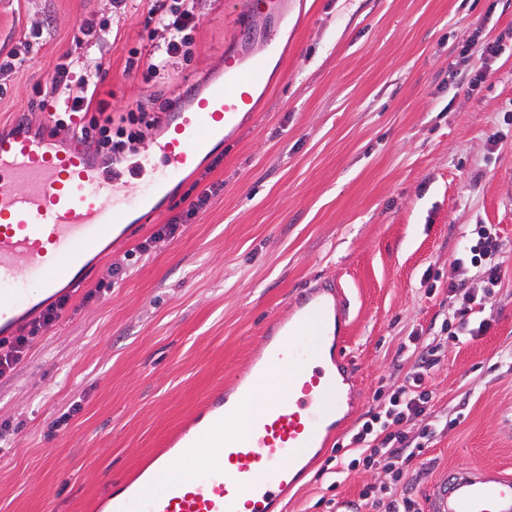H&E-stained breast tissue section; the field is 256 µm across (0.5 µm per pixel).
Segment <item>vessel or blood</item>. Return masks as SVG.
I'll return each mask as SVG.
<instances>
[{"label":"vessel or blood","mask_w":512,"mask_h":512,"mask_svg":"<svg viewBox=\"0 0 512 512\" xmlns=\"http://www.w3.org/2000/svg\"><path fill=\"white\" fill-rule=\"evenodd\" d=\"M267 56L244 60L236 47L224 53V78L191 107L173 105L164 134L139 171L153 170L151 187L136 201L120 199L104 162L52 139L19 133L0 137V333L60 284L81 278L90 255L125 231L135 210L158 211L175 178L223 141L225 130L254 101ZM34 268L37 289L23 273ZM347 304L339 289L321 288L275 322L265 352L233 396L209 398L201 432L176 434L181 469L152 477L148 487L128 481L102 497L99 512H273L333 431L352 393L347 351ZM290 369L288 392L273 397L264 413L249 412L256 388L273 372ZM212 460L194 470L199 449ZM429 512H512V475L478 469L437 483Z\"/></svg>","instance_id":"obj_1"}]
</instances>
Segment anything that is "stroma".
I'll return each mask as SVG.
<instances>
[{
  "label": "stroma",
  "instance_id": "35a3bbf8",
  "mask_svg": "<svg viewBox=\"0 0 512 512\" xmlns=\"http://www.w3.org/2000/svg\"><path fill=\"white\" fill-rule=\"evenodd\" d=\"M150 0H0V135L44 130L54 98L46 73L67 58L95 62L113 118L133 101L160 112L224 73V48L269 43V87L252 112L201 156L160 213L142 218L87 278L70 311L0 381V512H93L109 483L136 474L207 397L230 389L263 350L267 327L293 302L336 283L349 302L353 409L276 512H357L382 466L338 472L336 447L413 366L400 348L434 339L427 377L435 432L400 483L420 506L432 485L465 469L512 474V0H288L281 20L265 0H194L190 53L147 77L128 70L162 31L144 27ZM96 27L78 44L75 25ZM504 52L476 86L450 71L474 31ZM220 192L198 212L201 190ZM183 233L144 256L130 251L155 225ZM491 224L504 247L503 284L483 312L484 336L441 332L454 305L448 282L466 231ZM128 261L125 275L111 265ZM106 300L83 302L98 282ZM81 410L59 418L71 402Z\"/></svg>",
  "mask_w": 512,
  "mask_h": 512
}]
</instances>
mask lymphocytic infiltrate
Listing matches in <instances>:
<instances>
[{
    "instance_id": "obj_1",
    "label": "lymphocytic infiltrate",
    "mask_w": 512,
    "mask_h": 512,
    "mask_svg": "<svg viewBox=\"0 0 512 512\" xmlns=\"http://www.w3.org/2000/svg\"><path fill=\"white\" fill-rule=\"evenodd\" d=\"M149 21L161 24L168 32L164 45L150 52L147 70L159 74L171 59L187 56L190 35L196 26V14L183 6V0H152L148 13ZM52 95L61 99L65 111L86 112L97 110V117L82 126L79 135L95 146L97 156L115 164L136 143L134 134L124 128H113L111 117L106 116L105 104L96 100V86L89 73H77L74 62L58 65L49 79ZM475 239L468 253L460 258L457 274L448 284L449 292L460 295L459 307L449 311L442 324V330L449 335L478 338L488 329L483 319L484 301L502 285V269L499 261L502 242L496 229L490 224L476 225ZM478 278L481 292L470 291L471 278ZM69 302L60 297L48 305L39 317L33 319L22 333L11 339L0 341V379L9 377L31 349L33 342L60 317ZM434 346L418 350L416 363L403 385L388 396L382 410L368 414L351 435L348 445L350 453L342 458L346 469L371 467L384 462L392 475V485L368 486L361 493L364 505L374 507L386 503L385 512H420L418 503L405 494L397 492L395 482L400 481L404 468L422 452L432 431L422 428L417 436H409L405 426L408 422L426 415L432 400V393L425 384V374L435 361Z\"/></svg>"
}]
</instances>
